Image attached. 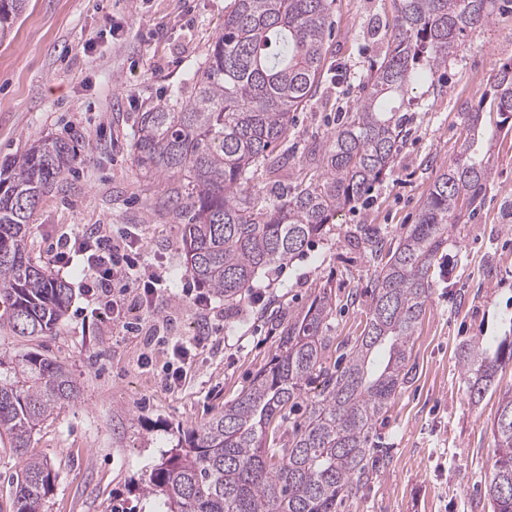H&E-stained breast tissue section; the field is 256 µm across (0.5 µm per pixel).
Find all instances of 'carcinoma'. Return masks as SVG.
Segmentation results:
<instances>
[{
	"instance_id": "cac0c4a2",
	"label": "carcinoma",
	"mask_w": 512,
	"mask_h": 512,
	"mask_svg": "<svg viewBox=\"0 0 512 512\" xmlns=\"http://www.w3.org/2000/svg\"><path fill=\"white\" fill-rule=\"evenodd\" d=\"M387 52L370 67L363 93L325 140L291 161L294 113L317 96L332 66L333 0H229L224 26L197 66L193 89L138 113L133 162L164 182V204L181 224L186 272L240 305L258 275L290 262L393 166L406 136L402 114L412 86L435 78L461 51L460 36L487 26L497 0H398ZM26 0H0V38ZM512 131V61L490 90L463 112L468 131L484 109ZM74 147L33 143L0 169V329L41 338L66 317L70 288L31 256L27 226L44 194L66 179ZM264 168L287 182L267 198L250 188ZM489 160L470 137L433 180L414 224L385 248L367 238L378 270L363 332L345 365L324 367L333 300L322 296L282 331L279 353L231 402L180 435L156 464L144 491L166 512H339L379 462L370 431L407 378L415 329L426 311L438 256L453 225L484 204ZM469 401L479 403L499 368L512 360V336L495 351L461 346ZM323 389L306 396L315 375ZM80 388L70 370L37 352L0 351V440L23 458L13 512H43L57 473L31 449L33 433ZM305 400L303 423L284 428ZM494 453L486 494L493 512H512V395L493 421Z\"/></svg>"
}]
</instances>
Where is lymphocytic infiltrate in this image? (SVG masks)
Listing matches in <instances>:
<instances>
[{
	"label": "lymphocytic infiltrate",
	"mask_w": 512,
	"mask_h": 512,
	"mask_svg": "<svg viewBox=\"0 0 512 512\" xmlns=\"http://www.w3.org/2000/svg\"><path fill=\"white\" fill-rule=\"evenodd\" d=\"M86 264L85 292L95 303L98 317L135 329V317L156 320L160 277L146 259L138 236L127 232H79L61 242L55 257L58 267H69L74 257Z\"/></svg>",
	"instance_id": "lymphocytic-infiltrate-1"
}]
</instances>
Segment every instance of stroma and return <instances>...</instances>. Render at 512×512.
<instances>
[{
    "label": "stroma",
    "mask_w": 512,
    "mask_h": 512,
    "mask_svg": "<svg viewBox=\"0 0 512 512\" xmlns=\"http://www.w3.org/2000/svg\"><path fill=\"white\" fill-rule=\"evenodd\" d=\"M227 0H28L10 34L0 39V165L40 138L76 148L62 188L40 200L30 223L33 257L50 266L63 237L98 225L138 234L172 298L168 329L133 333L97 318L82 288L83 264L60 272L72 293L66 318L52 335L24 339L0 333V351H30L64 363L81 394L33 437L36 452L58 474L44 512H159L143 496L149 465L160 461L182 430L234 400L275 355L283 327L304 314L321 288L332 291L333 346L326 367L360 336L376 276L361 229L397 244L413 224L440 166L466 138L465 103H476L494 70L512 60V5L467 33L445 69L447 85L415 86L409 132L391 172L315 238L284 272L268 269L254 289L260 302L229 306L203 289L184 267L180 226L159 203L162 186L132 158L139 112L189 87L224 23ZM394 0H335L333 71L325 100L296 117L288 143L301 156L355 102L369 66L382 61ZM493 175L481 211L455 225L443 251L430 300L412 339L409 374L374 441L383 461L340 512H491L485 483L492 464L491 425L503 395L512 394V362L497 374L478 406L468 403L458 362L470 340L512 334V134L490 151ZM209 338L197 349L179 389L164 369L175 341Z\"/></svg>",
    "instance_id": "stroma-1"
}]
</instances>
